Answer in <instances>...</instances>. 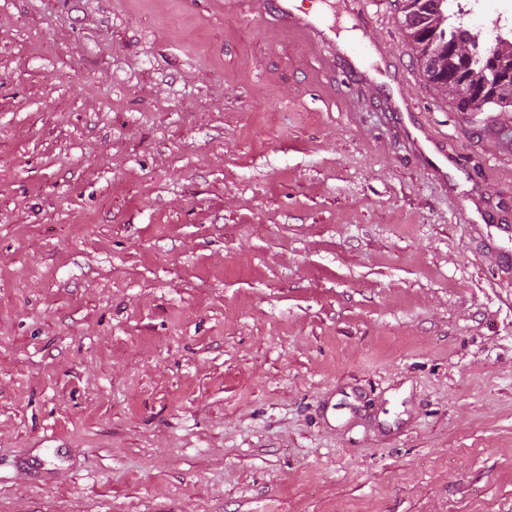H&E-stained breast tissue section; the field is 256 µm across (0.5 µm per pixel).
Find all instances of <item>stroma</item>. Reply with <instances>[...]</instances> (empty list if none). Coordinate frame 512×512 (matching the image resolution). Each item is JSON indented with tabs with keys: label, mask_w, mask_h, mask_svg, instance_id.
Here are the masks:
<instances>
[{
	"label": "stroma",
	"mask_w": 512,
	"mask_h": 512,
	"mask_svg": "<svg viewBox=\"0 0 512 512\" xmlns=\"http://www.w3.org/2000/svg\"><path fill=\"white\" fill-rule=\"evenodd\" d=\"M298 4L335 69L260 0H0V512H512V105ZM371 48L376 57L375 84L386 92L400 130L411 140L433 172L438 176H445L448 174V155L435 149L438 138L427 125L419 122L412 112L404 89L403 77L393 69L392 54L379 42L373 43Z\"/></svg>",
	"instance_id": "35a3bbf8"
}]
</instances>
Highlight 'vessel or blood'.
I'll return each instance as SVG.
<instances>
[{
	"instance_id": "b4317fda",
	"label": "vessel or blood",
	"mask_w": 512,
	"mask_h": 512,
	"mask_svg": "<svg viewBox=\"0 0 512 512\" xmlns=\"http://www.w3.org/2000/svg\"><path fill=\"white\" fill-rule=\"evenodd\" d=\"M264 2L280 27L301 33L316 48L329 43L330 36L322 22L314 15L300 13L294 0ZM372 49L376 57L375 84L386 92L402 133L411 140L436 175H445L448 157L437 151V137L412 112L403 78L393 68L392 54L379 43L373 44Z\"/></svg>"
}]
</instances>
